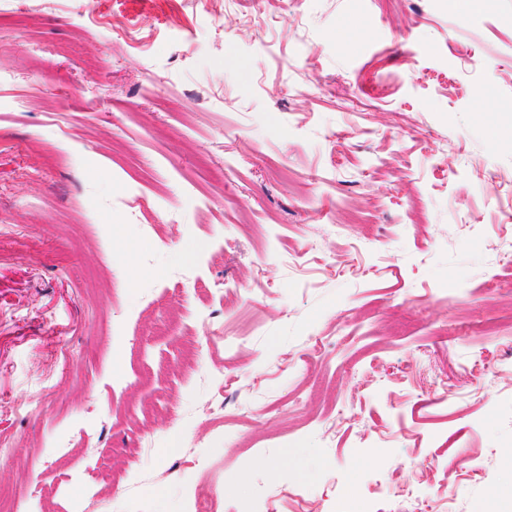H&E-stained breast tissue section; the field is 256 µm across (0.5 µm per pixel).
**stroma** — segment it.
<instances>
[{"label": "stroma", "mask_w": 512, "mask_h": 512, "mask_svg": "<svg viewBox=\"0 0 512 512\" xmlns=\"http://www.w3.org/2000/svg\"><path fill=\"white\" fill-rule=\"evenodd\" d=\"M10 512H512V0H0Z\"/></svg>", "instance_id": "obj_1"}]
</instances>
